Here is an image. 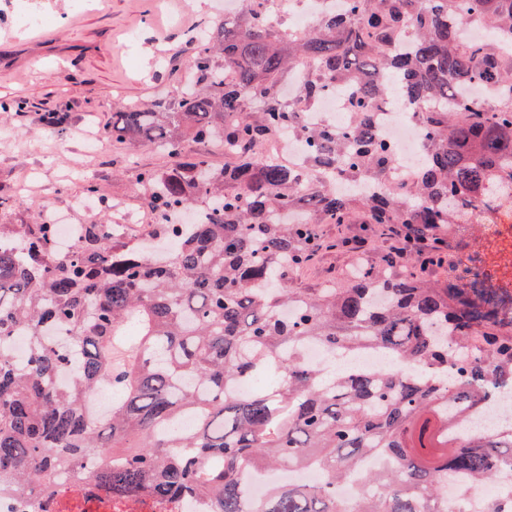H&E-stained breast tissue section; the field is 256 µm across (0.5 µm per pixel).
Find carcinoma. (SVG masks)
I'll list each match as a JSON object with an SVG mask.
<instances>
[{"instance_id":"1","label":"carcinoma","mask_w":512,"mask_h":512,"mask_svg":"<svg viewBox=\"0 0 512 512\" xmlns=\"http://www.w3.org/2000/svg\"><path fill=\"white\" fill-rule=\"evenodd\" d=\"M204 23L178 63L190 77L175 97L118 112L106 136L181 158L138 184L160 221L139 236L115 225H80L75 249H56L44 214L9 237L0 225V494L37 496L61 512L52 481L70 472L117 499L196 496L211 512H349L336 485L371 455L390 467L367 477L356 512H461L442 501L512 469V435L450 429L479 409L485 378L512 383V309L504 300L425 274L445 268L448 225L512 201V0H345L344 11L287 33L269 0H240ZM483 25L484 41L462 36ZM414 48L392 52L403 28ZM306 59L314 72L300 101L281 78ZM472 84L504 96L485 109ZM329 88L351 92L342 133L306 128L299 113ZM397 93L428 137L429 157L409 193L352 198L333 182L376 180L392 146L370 130L373 112ZM277 131L304 141L300 171L258 152ZM218 140L222 169L190 143ZM201 210L204 221L168 218ZM360 220L380 235L409 231L414 261L400 277L358 274L344 288L284 287L291 269L327 246L320 224ZM386 288L377 293L376 284ZM28 339L25 360L8 344ZM377 349L417 368L320 373L303 346ZM254 383L237 395V381ZM116 394L109 412L90 399ZM313 464L326 481L274 486L247 502L249 470Z\"/></svg>"}]
</instances>
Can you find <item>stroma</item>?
I'll return each mask as SVG.
<instances>
[{"label":"stroma","instance_id":"1","mask_svg":"<svg viewBox=\"0 0 512 512\" xmlns=\"http://www.w3.org/2000/svg\"><path fill=\"white\" fill-rule=\"evenodd\" d=\"M32 2L36 10L67 23L26 32L0 22V100L27 105L23 117L0 112V192L12 191L22 178L30 180L27 204L4 221L35 223L34 204L48 203L68 223H86L73 201L88 197L93 185L98 198L115 203L113 218H128L131 234H138L139 219L149 214L136 193L139 172L168 169L176 159L136 141H106L104 132L113 112L179 93L180 82L162 65L178 55L182 28L200 22L202 15L191 0H87L79 11L74 0ZM135 30L143 36L133 43L129 35ZM44 112L67 116L64 134L46 132L37 119ZM90 138L103 142L93 154L86 150ZM320 232L336 241V248L292 272L289 287L313 291L331 282L341 287L364 268L394 276L406 269L384 260L385 247L372 243L370 225L324 224ZM347 238H366L370 244L355 254L339 248ZM449 242L448 269L432 271V278L446 275L466 283L474 268L482 287L512 299V210L489 212L469 227L452 225Z\"/></svg>","mask_w":512,"mask_h":512}]
</instances>
